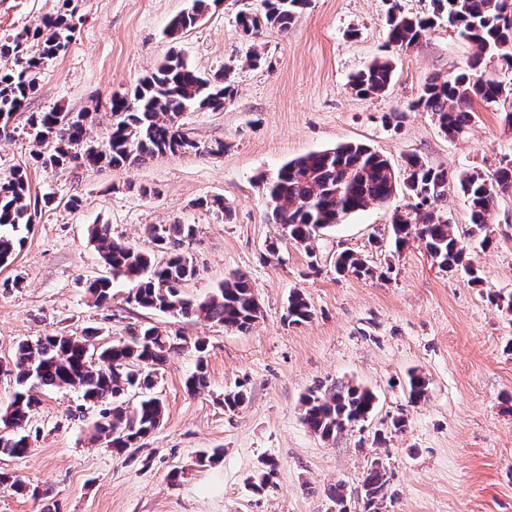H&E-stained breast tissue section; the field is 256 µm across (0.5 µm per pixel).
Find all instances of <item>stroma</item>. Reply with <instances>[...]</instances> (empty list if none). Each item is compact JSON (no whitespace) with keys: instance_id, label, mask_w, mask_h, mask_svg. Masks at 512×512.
I'll return each instance as SVG.
<instances>
[{"instance_id":"1","label":"stroma","mask_w":512,"mask_h":512,"mask_svg":"<svg viewBox=\"0 0 512 512\" xmlns=\"http://www.w3.org/2000/svg\"><path fill=\"white\" fill-rule=\"evenodd\" d=\"M63 0H0V35L14 34L60 10ZM190 0H72L76 26L67 49L47 60L39 89L0 138V176L27 170L34 194L51 196L16 260L0 268V361L19 341L46 333L100 330V341L128 340L151 324L181 338L157 372L164 402L160 428L142 447L119 456L93 435L96 406L79 391H45L34 411L26 457L0 456V471L50 489L47 499L0 485V512H335L330 486L343 484L351 512L373 462L389 478L386 512H512V311L489 293L512 297V193L491 214L493 240L470 235L468 204L449 183L441 208L482 271V282L439 267L420 239L394 252L390 226L409 199L397 195L302 245L270 223L263 177L285 162L347 142L384 155L394 170L415 154L449 175L491 174L512 160V125L482 107L474 123L448 140L429 114L414 108L424 84L465 66L476 52L447 24L409 49L386 42L387 0H311L288 32L245 35L236 22L242 0H220L177 42L163 31ZM259 49L262 61L246 56ZM197 70L227 74L234 95L223 110H192L181 121L193 136L222 141L224 153L160 156L138 166L43 169L31 154L29 113L56 109L95 114L90 134L110 128L113 95L133 90L171 51ZM395 65L379 96L362 97L350 76L374 59ZM222 197L230 220L201 207ZM79 207H71V198ZM153 253L150 224H191L194 266L184 294L200 300L232 273L247 275L261 315L239 333L203 320L175 318L128 302L129 286L112 282L109 303L97 306L87 281L106 268L88 239L92 225ZM277 244L278 256L266 248ZM363 254L379 277L336 276L337 251ZM20 278L17 288L5 280ZM302 290L314 315L301 325L284 319L290 291ZM207 344L209 386L185 387L196 365L193 343ZM429 379L426 401L409 404L410 371ZM344 381L370 388L377 405L369 420L327 441L301 420L308 390ZM243 389L237 410L224 393ZM405 416L404 430L390 429ZM385 434L384 443L374 441ZM219 448L215 463L202 452ZM273 484L254 492L251 479L267 460ZM181 468L170 480L173 468Z\"/></svg>"}]
</instances>
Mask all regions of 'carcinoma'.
Listing matches in <instances>:
<instances>
[{
    "label": "carcinoma",
    "mask_w": 512,
    "mask_h": 512,
    "mask_svg": "<svg viewBox=\"0 0 512 512\" xmlns=\"http://www.w3.org/2000/svg\"><path fill=\"white\" fill-rule=\"evenodd\" d=\"M211 0H193L191 10L173 18L164 34L174 42L196 26L208 11ZM259 7L239 13L245 33L256 35L267 26L286 32L299 18L309 0H257ZM432 15L417 16L391 0L386 26L388 43L398 48L416 46L435 22L446 18L460 37L477 47L471 60L446 79L433 78L421 90L417 109L431 114L441 132L453 140L475 119V104L500 107L502 92L512 93L509 81L494 69H512V0H431ZM75 23L73 14L42 18L32 27L13 36L0 37V131L5 133L12 116L23 110L37 89L36 74L44 61L66 48ZM394 67L389 58L376 59L350 81L353 90L364 96L380 95L388 88ZM234 87L224 75L207 77L177 53L167 55L144 77L129 96L111 100L112 124L103 141L89 137L90 112H35L28 117L34 140L50 146L49 151L32 155L34 164L44 169L114 167L142 163L166 154L217 155L224 143L201 142L180 123L183 112L193 109L218 111L232 98ZM470 211V233L491 239L489 217L498 195L512 189V161L491 175L465 171L456 177ZM269 216L282 226L285 236L307 243L346 216L370 206H384L402 190L415 203L394 217L395 247L409 238L424 241L429 256L452 272L462 271L474 283L481 281L479 270L466 259L465 247L454 233L448 215L438 209L447 197L448 171L430 166L423 158L408 157L402 180H397L390 161L361 143H342L332 149L311 153L285 163L271 180L262 179ZM31 199L26 171L16 169L0 178V265L8 263L30 232L38 213ZM148 235L167 255L165 261L129 244L112 239L105 224L89 230L104 265L112 277L90 282L88 292L99 305L112 297V279L129 286L128 302L144 310L173 317H203L228 330L245 333L260 315L253 285L246 275L235 273L224 279L208 298L194 301L182 288L194 269L183 250L195 235L191 224H152ZM336 274L372 278L378 275L365 257L343 250L336 254ZM313 309L299 290L288 296L285 320L291 325L310 321ZM95 331L81 336L62 332L39 337L35 343L18 344L13 367L0 363V372L15 376L16 390L0 410V454L22 458L29 454L27 433L30 417L40 403L35 390L77 389L84 400L101 406L95 431L110 447L123 453L137 448L162 423L164 405L152 392L155 372L177 349L174 340L157 327L133 334L131 341L97 347ZM195 371L187 378V389L197 392L208 386L204 353L205 341L196 340ZM141 391L130 406L120 399L128 389ZM427 377L418 371L409 374L408 400L418 404L428 396ZM376 395L360 384L340 382L325 389L310 390L301 400V419L323 440H334L348 428L364 423L374 411ZM389 478L380 463L372 465L362 479L364 512H380Z\"/></svg>",
    "instance_id": "cac0c4a2"
}]
</instances>
